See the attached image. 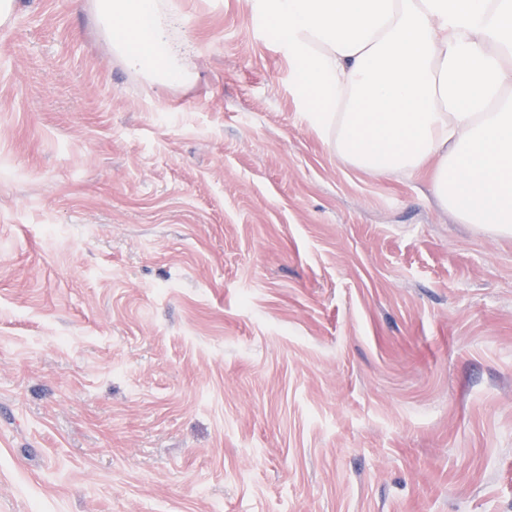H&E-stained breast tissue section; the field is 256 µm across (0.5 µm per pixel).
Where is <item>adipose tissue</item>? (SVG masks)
<instances>
[{
  "label": "adipose tissue",
  "instance_id": "1",
  "mask_svg": "<svg viewBox=\"0 0 512 512\" xmlns=\"http://www.w3.org/2000/svg\"><path fill=\"white\" fill-rule=\"evenodd\" d=\"M307 119L375 175L436 167L465 224L512 232V0H262ZM113 53L160 85L188 76L169 0H93Z\"/></svg>",
  "mask_w": 512,
  "mask_h": 512
}]
</instances>
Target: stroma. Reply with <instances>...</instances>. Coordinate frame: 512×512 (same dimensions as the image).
I'll return each mask as SVG.
<instances>
[{"label": "stroma", "mask_w": 512, "mask_h": 512, "mask_svg": "<svg viewBox=\"0 0 512 512\" xmlns=\"http://www.w3.org/2000/svg\"><path fill=\"white\" fill-rule=\"evenodd\" d=\"M0 21V512H512V234L305 119L260 0ZM112 52L135 72L165 86L189 75L171 36L177 13L163 0H94Z\"/></svg>", "instance_id": "35a3bbf8"}]
</instances>
